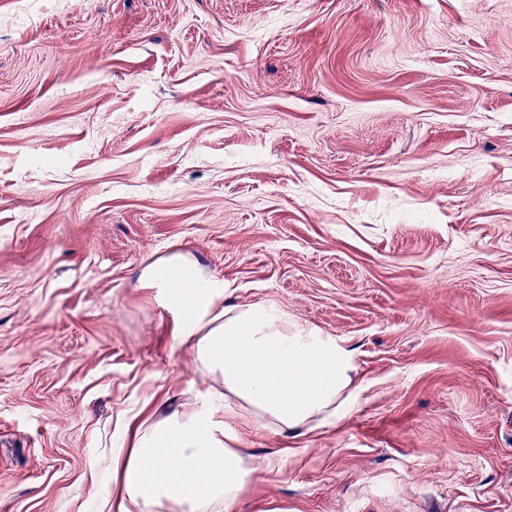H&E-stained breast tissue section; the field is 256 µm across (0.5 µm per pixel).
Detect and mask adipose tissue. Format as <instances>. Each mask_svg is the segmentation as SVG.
<instances>
[{
    "mask_svg": "<svg viewBox=\"0 0 512 512\" xmlns=\"http://www.w3.org/2000/svg\"><path fill=\"white\" fill-rule=\"evenodd\" d=\"M145 278L165 289L180 316L176 337L224 389L139 426L130 448L92 463L121 481L120 495L96 512H228L250 478L236 423L294 438L329 424L351 384L352 356L265 305L222 306L219 285L180 256L149 266Z\"/></svg>",
    "mask_w": 512,
    "mask_h": 512,
    "instance_id": "ef3b65f1",
    "label": "adipose tissue"
}]
</instances>
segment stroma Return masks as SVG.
Wrapping results in <instances>:
<instances>
[{
    "label": "stroma",
    "mask_w": 512,
    "mask_h": 512,
    "mask_svg": "<svg viewBox=\"0 0 512 512\" xmlns=\"http://www.w3.org/2000/svg\"><path fill=\"white\" fill-rule=\"evenodd\" d=\"M173 255L352 355L231 512H512V0H0V512L223 390Z\"/></svg>",
    "instance_id": "35a3bbf8"
}]
</instances>
